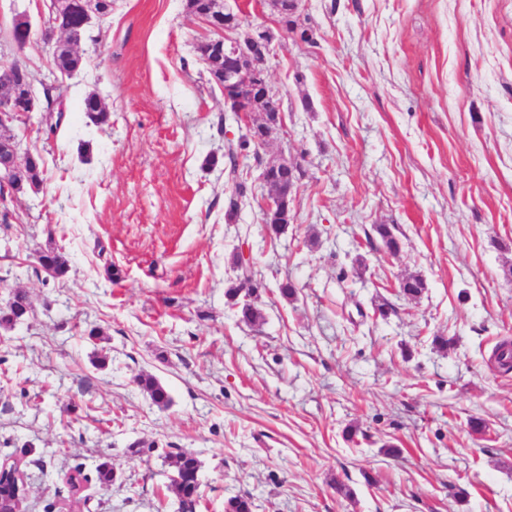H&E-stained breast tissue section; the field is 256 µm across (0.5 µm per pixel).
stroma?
I'll return each instance as SVG.
<instances>
[{
    "label": "stroma",
    "instance_id": "1",
    "mask_svg": "<svg viewBox=\"0 0 512 512\" xmlns=\"http://www.w3.org/2000/svg\"><path fill=\"white\" fill-rule=\"evenodd\" d=\"M49 6L0 0V66L64 93L57 134L40 111L12 122L44 183L0 220V307L17 291L31 301L0 329V460L42 461L25 468L22 512H176L165 455L178 448L201 462L197 512L243 494L254 512H512V372L490 361L512 339V0H302L313 40L277 39L284 126L241 160L252 193L232 222L209 160L238 127L186 0H112L68 78L40 40ZM19 13L33 25L21 52ZM90 92L109 124L85 114ZM284 156L305 175L275 236L259 175ZM49 248L66 253L65 276L36 264ZM236 254L263 284L262 322L224 296ZM411 275L416 297L399 291ZM105 458L116 480L88 485L77 508L65 476ZM137 383L147 394L152 404L160 409L168 408L171 397L167 387L152 374H141L137 377Z\"/></svg>",
    "mask_w": 512,
    "mask_h": 512
}]
</instances>
